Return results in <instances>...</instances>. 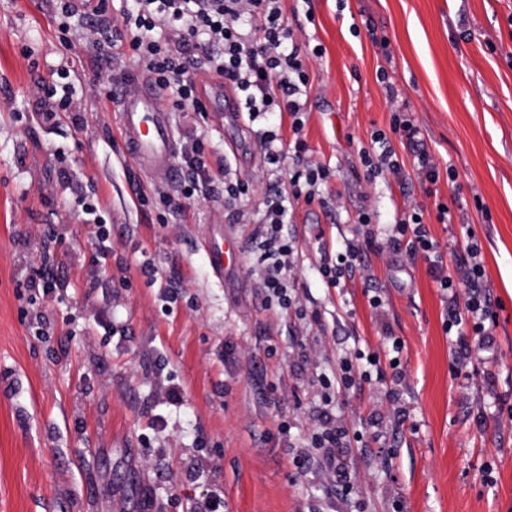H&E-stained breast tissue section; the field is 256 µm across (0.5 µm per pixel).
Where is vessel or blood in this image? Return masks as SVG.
Returning <instances> with one entry per match:
<instances>
[{"label": "vessel or blood", "instance_id": "1", "mask_svg": "<svg viewBox=\"0 0 512 512\" xmlns=\"http://www.w3.org/2000/svg\"><path fill=\"white\" fill-rule=\"evenodd\" d=\"M160 92L146 82L130 79L112 101L118 110L128 151L155 179L169 182L176 178L175 135L170 115L160 108ZM209 258L216 275H223L226 263L234 259L232 248L224 244L223 232H216L209 243Z\"/></svg>", "mask_w": 512, "mask_h": 512}]
</instances>
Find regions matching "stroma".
Returning a JSON list of instances; mask_svg holds the SVG:
<instances>
[{
  "label": "stroma",
  "instance_id": "1",
  "mask_svg": "<svg viewBox=\"0 0 512 512\" xmlns=\"http://www.w3.org/2000/svg\"><path fill=\"white\" fill-rule=\"evenodd\" d=\"M309 67V161L328 167L334 207L299 204L288 230L322 324L263 307L248 276L251 225L235 223L224 189L164 211L159 184L124 154L116 110L92 85H117L133 65L86 42L64 49L53 0H0V512H198L212 494L224 512H512V0H281ZM389 42L381 49L364 24ZM324 53L316 57L313 45ZM70 71L72 109L45 121L31 90ZM407 99L440 170L438 194L367 181L358 149L389 129L381 74ZM169 110L175 150L203 139L212 174L265 190L261 124L223 113ZM145 194L148 205L137 196ZM466 201L497 313L498 358L456 378L440 291L423 263L367 254L372 280L325 288L316 268L351 236L356 213L394 223L405 199L424 209L440 242L451 236L436 201ZM107 223L112 255L95 262L94 225ZM166 223H159V215ZM239 255L216 276L206 240L216 229ZM158 275L147 284L141 257ZM50 294L30 281L43 266ZM386 300L378 318L368 292ZM404 348L406 379L363 385L338 416L383 433L345 460L357 488L341 499L306 456L321 405L313 374L341 356L382 351V324ZM496 378L485 391V373ZM184 404L165 403L168 383ZM164 426H157V418ZM288 421L289 434L279 432Z\"/></svg>",
  "mask_w": 512,
  "mask_h": 512
}]
</instances>
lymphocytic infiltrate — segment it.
<instances>
[{"instance_id":"obj_1","label":"lymphocytic infiltrate","mask_w":512,"mask_h":512,"mask_svg":"<svg viewBox=\"0 0 512 512\" xmlns=\"http://www.w3.org/2000/svg\"><path fill=\"white\" fill-rule=\"evenodd\" d=\"M96 20L91 27L97 49L124 51L147 81L170 92L174 104L197 111L206 79L223 80L237 95L248 122H265L263 133L265 166L257 181L266 182L258 204L260 218L235 211L237 223L252 227L249 238L253 263L250 274L259 278L268 308L294 312L305 319L307 309L299 300L307 288L298 274L299 248L288 232L299 203L327 205L323 188L330 171L306 160L309 150L303 138L308 120L306 100L311 88L306 66L299 56L292 26L284 16L280 0H97ZM392 110L389 130L376 129L369 145L358 156L367 180L390 176L396 181L416 174L426 194H433L439 181L438 165L428 152L419 127L408 110V101L389 91ZM289 118L291 137H284L281 118ZM408 147L411 163H404L393 147V139ZM185 173L179 185L183 198L208 196L213 179L207 167L203 141H194L182 154ZM357 229L345 240L334 259L322 262L317 275L328 288L341 287L353 275L368 277L363 265L365 252L379 255L403 252L409 262L424 261L427 272L442 291L445 305L443 327L454 336L455 364L468 366L494 356V303L487 288L481 249L470 225H462L465 253L454 266H447L448 251L456 242L441 245L423 220L418 206L407 205L395 224L384 231L373 228L370 213L358 212ZM403 344L392 338L389 362L362 351L342 357L335 375L318 376L317 390L328 411L309 435L308 445L317 452L321 471L341 484L343 496L354 490L347 482L340 459L342 449L367 447L360 430L336 418L331 409L348 391L363 383L393 380L402 383L399 355Z\"/></svg>"}]
</instances>
